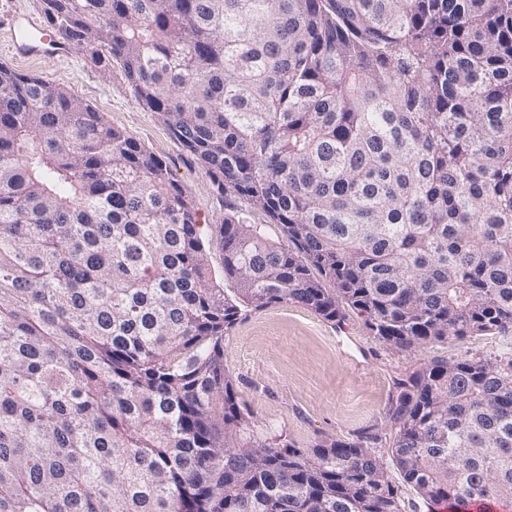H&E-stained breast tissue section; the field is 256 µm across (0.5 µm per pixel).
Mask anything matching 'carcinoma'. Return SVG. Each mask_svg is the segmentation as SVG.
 <instances>
[{
	"mask_svg": "<svg viewBox=\"0 0 512 512\" xmlns=\"http://www.w3.org/2000/svg\"><path fill=\"white\" fill-rule=\"evenodd\" d=\"M121 66L231 210L210 279L167 165L0 63V512L512 504V353L433 357L381 436L295 448L243 406L246 313L360 316L402 351L512 333V0H42Z\"/></svg>",
	"mask_w": 512,
	"mask_h": 512,
	"instance_id": "cac0c4a2",
	"label": "carcinoma"
}]
</instances>
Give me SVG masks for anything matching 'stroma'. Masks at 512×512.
Listing matches in <instances>:
<instances>
[{
    "instance_id": "obj_1",
    "label": "stroma",
    "mask_w": 512,
    "mask_h": 512,
    "mask_svg": "<svg viewBox=\"0 0 512 512\" xmlns=\"http://www.w3.org/2000/svg\"><path fill=\"white\" fill-rule=\"evenodd\" d=\"M16 14L45 21L42 0H0V63L63 86L165 161L208 226L212 275L223 280L216 228L227 202L205 170L155 113L135 103L120 66L103 71L79 50L68 58H13L8 20ZM465 349L451 343L408 353L375 341L354 313L333 324L301 306L280 303L248 313L231 329L224 340V365L254 419L295 447H312L324 436L353 439L369 431L381 435L377 452L383 457L392 444L387 413L394 381L431 357L453 359Z\"/></svg>"
}]
</instances>
